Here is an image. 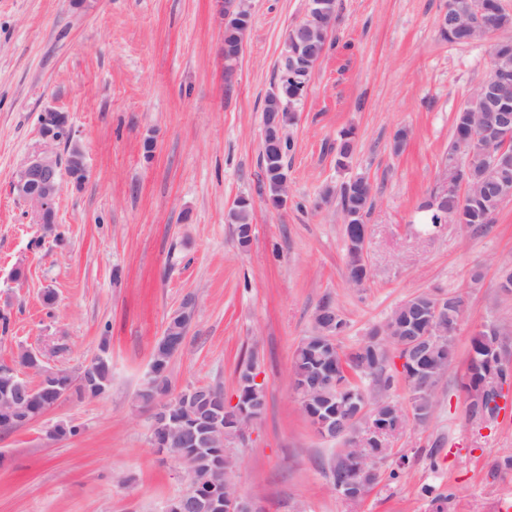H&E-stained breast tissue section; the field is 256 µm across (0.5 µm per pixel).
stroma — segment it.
I'll return each mask as SVG.
<instances>
[{
	"label": "stroma",
	"instance_id": "stroma-1",
	"mask_svg": "<svg viewBox=\"0 0 512 512\" xmlns=\"http://www.w3.org/2000/svg\"><path fill=\"white\" fill-rule=\"evenodd\" d=\"M335 44L317 63L286 135L288 202L265 203L260 164L265 98L278 82L289 30L308 0H248L251 25L233 71L221 55L216 0H0V362L21 350L79 368L106 350L112 387L67 398L32 424L0 433V512H162L187 489L179 461L150 443L137 394L169 317L195 296L185 350L170 364L172 393L218 386L236 401L253 362L266 407L235 440V481L254 512H512V390L494 421L470 419L461 382L470 340L494 322L512 331V202L488 230L423 232L421 205L440 193L454 113L491 68L490 42L449 44L447 0H337ZM68 117L67 157L88 171L64 177L58 222L34 223L13 186L46 144L41 116ZM354 132L346 167L340 133ZM406 131L394 150L398 131ZM363 176L373 186L364 287L348 282L347 239L325 189ZM254 205L240 247L228 213ZM462 296L455 357L426 424L389 443L379 482L356 504L335 490L339 444L317 435L292 388V358L330 300L357 346L411 297ZM77 435L51 440L58 422Z\"/></svg>",
	"mask_w": 512,
	"mask_h": 512
}]
</instances>
